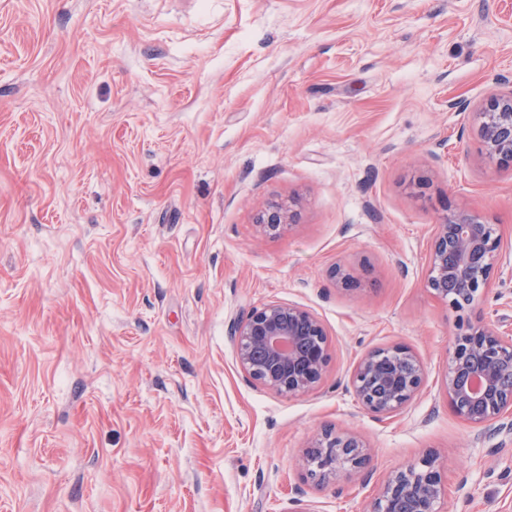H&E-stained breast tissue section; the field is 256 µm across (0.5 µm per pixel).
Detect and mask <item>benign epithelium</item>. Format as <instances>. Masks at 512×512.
Returning <instances> with one entry per match:
<instances>
[{
  "mask_svg": "<svg viewBox=\"0 0 512 512\" xmlns=\"http://www.w3.org/2000/svg\"><path fill=\"white\" fill-rule=\"evenodd\" d=\"M483 153L512 164V87L490 95L474 113ZM286 203L260 212L256 223L275 231L296 222ZM503 244L500 225L466 207L444 208L431 231L426 287L456 313L444 386L452 412L473 428L512 431V334L485 319L481 305L492 286L493 261ZM237 363L251 379L289 397L307 394L320 383L329 362V342L320 320L296 304L270 302L232 322ZM427 371L409 346L395 343L358 360L346 390L372 418L399 414L420 393ZM308 475L323 486L352 474L371 475V453L359 435L322 430L305 453ZM448 493L437 458L388 475L363 512H449Z\"/></svg>",
  "mask_w": 512,
  "mask_h": 512,
  "instance_id": "1",
  "label": "benign epithelium"
}]
</instances>
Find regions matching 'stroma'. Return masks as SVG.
Listing matches in <instances>:
<instances>
[{
  "label": "stroma",
  "mask_w": 512,
  "mask_h": 512,
  "mask_svg": "<svg viewBox=\"0 0 512 512\" xmlns=\"http://www.w3.org/2000/svg\"><path fill=\"white\" fill-rule=\"evenodd\" d=\"M511 86L512 0H0V512H361L428 454L451 512H512V433L452 414L426 288L466 204L502 227L482 307L512 326V167L473 120ZM273 301L327 331L309 394L236 361ZM394 343L428 379L379 421L342 382ZM324 427L369 482L309 478ZM296 218L297 213L292 209L290 203H274L258 214L256 222L264 229L275 231L283 226L281 224H294Z\"/></svg>",
  "instance_id": "obj_1"
}]
</instances>
